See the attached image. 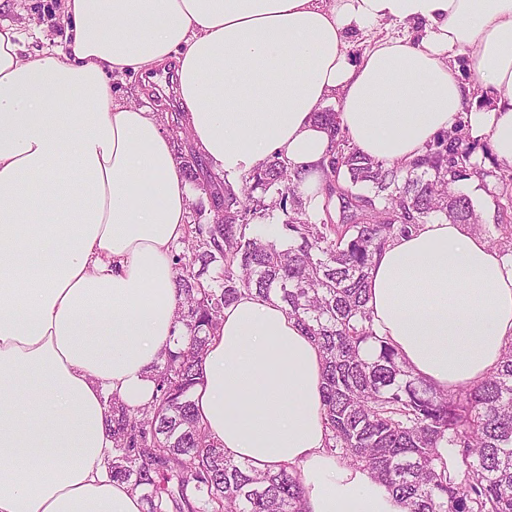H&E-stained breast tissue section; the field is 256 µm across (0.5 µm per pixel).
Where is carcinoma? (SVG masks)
<instances>
[{
  "label": "carcinoma",
  "mask_w": 512,
  "mask_h": 512,
  "mask_svg": "<svg viewBox=\"0 0 512 512\" xmlns=\"http://www.w3.org/2000/svg\"><path fill=\"white\" fill-rule=\"evenodd\" d=\"M317 120L332 142L318 213L299 192L301 172L277 156L239 181L215 180L193 152L182 165L188 182L224 209V222L187 225L184 250L171 255L185 335L159 368L149 405L131 410L111 399L112 477L139 491L147 512H306L297 469L262 471L226 457L192 400L224 306L256 291L277 295L322 351L329 453L368 469L409 512H512V343L483 381L458 392L413 378L383 340L373 357L363 354L375 339L369 270L390 239L449 219L512 253V224L482 223L458 189L473 178L512 182V167L471 161L476 146L462 121L423 157L389 164L350 146L339 113L319 112ZM278 213L272 236L267 227ZM213 263L215 288L201 280ZM443 448L462 479L451 475Z\"/></svg>",
  "instance_id": "cac0c4a2"
}]
</instances>
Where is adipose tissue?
<instances>
[{
    "instance_id": "obj_1",
    "label": "adipose tissue",
    "mask_w": 512,
    "mask_h": 512,
    "mask_svg": "<svg viewBox=\"0 0 512 512\" xmlns=\"http://www.w3.org/2000/svg\"><path fill=\"white\" fill-rule=\"evenodd\" d=\"M64 21V47L32 53L0 20V387L14 394L0 400V512H144L109 472V401L150 403L177 345L171 248L189 193L156 114L116 102L111 75L175 62L197 154L230 174L279 156L309 196L332 99L377 160L419 158L464 111L512 166V0H65ZM382 21L416 34L352 58V37ZM367 306L413 377L473 385L512 341V260L430 222L376 255ZM202 368L196 411L226 456L300 469L307 512H407L327 452L323 358L278 296L226 306Z\"/></svg>"
}]
</instances>
